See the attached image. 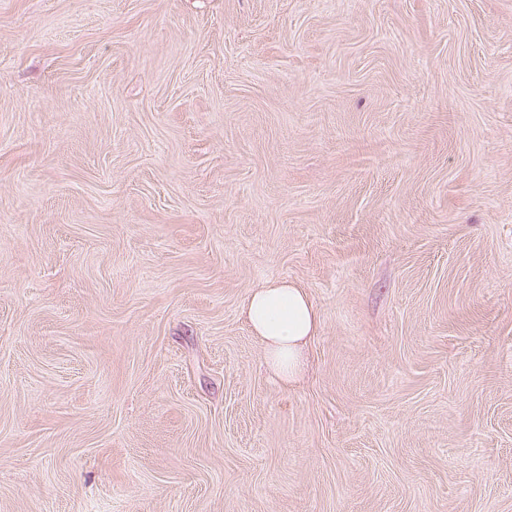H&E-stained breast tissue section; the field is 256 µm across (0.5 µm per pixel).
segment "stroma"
<instances>
[{
    "label": "stroma",
    "mask_w": 512,
    "mask_h": 512,
    "mask_svg": "<svg viewBox=\"0 0 512 512\" xmlns=\"http://www.w3.org/2000/svg\"><path fill=\"white\" fill-rule=\"evenodd\" d=\"M0 512H512V0H0ZM243 314L264 347L271 376L281 384L295 382L320 324L308 292L286 280L267 281L249 294Z\"/></svg>",
    "instance_id": "35a3bbf8"
}]
</instances>
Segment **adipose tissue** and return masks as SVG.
<instances>
[{
    "mask_svg": "<svg viewBox=\"0 0 512 512\" xmlns=\"http://www.w3.org/2000/svg\"><path fill=\"white\" fill-rule=\"evenodd\" d=\"M244 317L264 347L265 364L282 384L295 382L304 351L316 336L320 317L308 292L285 280H272L246 299Z\"/></svg>",
    "mask_w": 512,
    "mask_h": 512,
    "instance_id": "adipose-tissue-1",
    "label": "adipose tissue"
}]
</instances>
